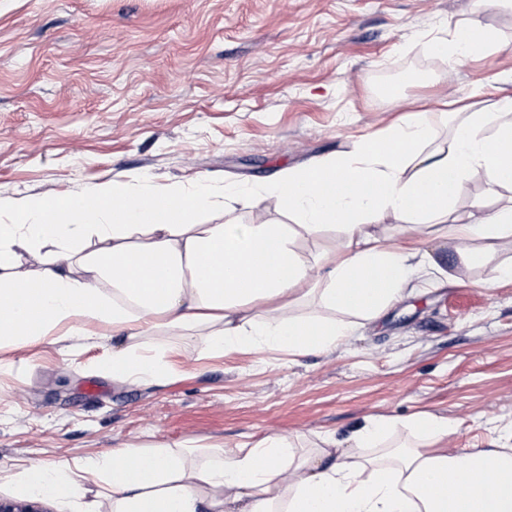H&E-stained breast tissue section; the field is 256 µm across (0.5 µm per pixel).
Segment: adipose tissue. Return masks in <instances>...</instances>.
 <instances>
[{
  "label": "adipose tissue",
  "instance_id": "1",
  "mask_svg": "<svg viewBox=\"0 0 512 512\" xmlns=\"http://www.w3.org/2000/svg\"><path fill=\"white\" fill-rule=\"evenodd\" d=\"M444 145L433 148L420 118L364 140L349 156L280 171L267 190L288 224H204L216 205L251 194L227 183L148 184L112 180L78 197H0V339L17 348L49 337L88 339V324L111 326L113 376L152 383L168 365L159 333L197 337L207 352L327 351L356 319H374L417 271L442 274L431 250L386 245L374 219L389 212L428 224L465 268L495 264V245L512 243V196L454 215L452 203L474 173L512 189V97L462 106ZM338 228L341 251L305 256L298 237ZM43 251L20 272L23 254ZM319 277H311L312 268ZM112 287L111 294L100 290ZM417 431L420 443L385 445ZM452 429L436 416L370 418L347 441L324 437L297 447L271 433L199 454L128 444L55 468L14 475L22 494L75 497L107 477L112 512H512V450L451 454Z\"/></svg>",
  "mask_w": 512,
  "mask_h": 512
}]
</instances>
